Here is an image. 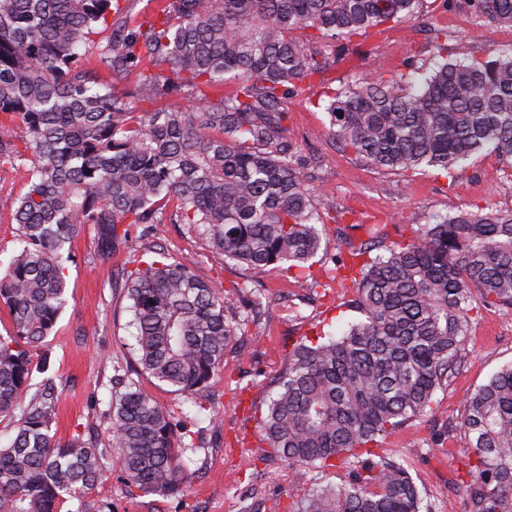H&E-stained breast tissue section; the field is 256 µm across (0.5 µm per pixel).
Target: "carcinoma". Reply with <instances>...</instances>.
Here are the masks:
<instances>
[{
  "label": "carcinoma",
  "instance_id": "carcinoma-1",
  "mask_svg": "<svg viewBox=\"0 0 512 512\" xmlns=\"http://www.w3.org/2000/svg\"><path fill=\"white\" fill-rule=\"evenodd\" d=\"M428 0H164L146 20L119 0H0V165L23 170L15 249L0 276L12 329L0 335V418L15 435L0 448V512H112L89 495L106 476L107 450L55 438L58 388L33 383L34 362L67 302L73 242L90 224L110 256L123 224L153 237L170 215L252 274L298 271L320 257L318 226L347 211L318 203L288 141V97L336 65L345 47L388 23L425 12ZM483 22L512 26V0H467ZM112 30L104 42L92 36ZM432 66L390 78H355L326 94L343 148L388 172L432 169L448 178L475 156L499 163L512 185V47L448 54L432 30ZM113 76L135 72V95L82 69L86 53ZM234 87L224 93L227 78ZM184 97L197 111L146 104ZM24 127L20 141L14 127ZM350 280L362 319L340 334L297 344L264 414L260 442L304 483L289 512H436L409 469L378 452L433 410L462 362L477 308H512V211H457L421 224L406 241L374 230L332 259ZM141 370L176 394L206 387L247 332L261 294L225 288L150 247L124 270ZM247 298V310L226 315ZM127 492L169 498L190 490L194 460L167 412L126 380L109 410ZM461 430L466 512H512V364L467 401Z\"/></svg>",
  "mask_w": 512,
  "mask_h": 512
}]
</instances>
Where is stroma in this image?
<instances>
[{"label":"stroma","instance_id":"obj_1","mask_svg":"<svg viewBox=\"0 0 512 512\" xmlns=\"http://www.w3.org/2000/svg\"><path fill=\"white\" fill-rule=\"evenodd\" d=\"M448 31V47L465 46L477 56L512 46V27L479 21L464 0H450L431 15L384 25L379 33L349 45L324 82L304 84L287 102L286 138L309 175L308 187L328 209H351L355 230L322 227V247L328 255L347 243L366 240L365 225H382L385 244L410 238L412 226L432 216L458 210L512 209V186L499 178L495 157L479 156L457 168L454 177L434 171L399 175L380 171L343 149L329 129L324 109L326 88L352 77L403 71L429 65L430 27ZM26 190L22 171L0 168V271L14 248L12 204ZM159 246L171 260L190 266L201 278L224 286L241 281L244 271L207 239L185 224L160 225L156 237L142 240L138 227H129L115 252L98 257L94 232L83 228L75 242V260L68 266V304L56 331L43 350L59 388L57 437L79 435L98 447H108L109 405L115 377L133 376L174 423L184 428L195 446L198 472L187 495L154 500L128 496L117 475L105 478L95 498L110 500L113 512H288L292 498L304 491L280 460L262 458L258 422L289 351L313 324L338 328L359 320L351 308L350 281L335 278L330 265L316 267V287L302 288L276 273L258 278L265 309L245 335L236 338L224 355V369L212 383L192 395L172 393L147 374L132 375L136 363L134 329L129 302L115 283L123 267L137 259L145 246ZM512 363V309L480 310L473 314L463 362L446 387L436 394L432 413L413 420L389 436L387 456L409 468L438 512H465L462 489L451 482L463 471L462 434L447 435L449 422L461 420L467 397L502 366ZM217 421H210L211 412Z\"/></svg>","mask_w":512,"mask_h":512}]
</instances>
